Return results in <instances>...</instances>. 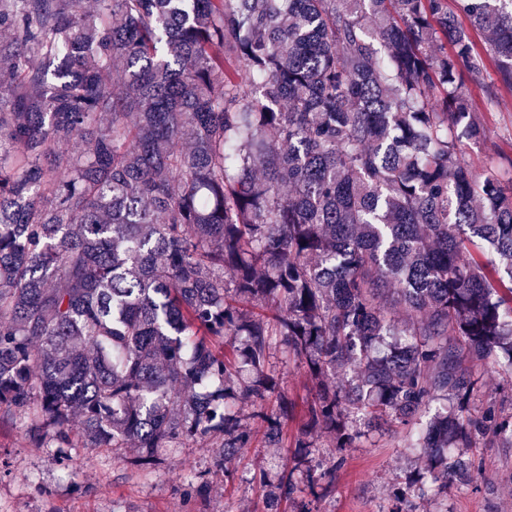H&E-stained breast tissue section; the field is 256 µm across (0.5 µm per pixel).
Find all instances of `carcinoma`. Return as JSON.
I'll use <instances>...</instances> for the list:
<instances>
[{
  "label": "carcinoma",
  "mask_w": 512,
  "mask_h": 512,
  "mask_svg": "<svg viewBox=\"0 0 512 512\" xmlns=\"http://www.w3.org/2000/svg\"><path fill=\"white\" fill-rule=\"evenodd\" d=\"M491 71L512 0H0V414L222 461L248 400L294 448L413 426L389 512L472 483L512 447L475 405L512 374V182L462 152ZM277 340L318 386L295 431ZM342 463L260 475L270 509Z\"/></svg>",
  "instance_id": "carcinoma-1"
}]
</instances>
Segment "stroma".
<instances>
[{"label":"stroma","mask_w":512,"mask_h":512,"mask_svg":"<svg viewBox=\"0 0 512 512\" xmlns=\"http://www.w3.org/2000/svg\"><path fill=\"white\" fill-rule=\"evenodd\" d=\"M486 136L463 146L467 161L483 169L496 151L512 155V92L489 97L487 86H469ZM279 390L297 404L313 394L304 362L278 353L269 371ZM247 447L216 465L209 442L183 444L148 464L135 449L56 450L34 445L15 420L0 417V512H265L266 489L257 476H276L291 464L294 448L268 447L260 420L244 416ZM413 430L362 438L337 450L333 437L318 439L314 460L343 456L336 490L315 501V512H382L403 486L417 458ZM486 472L477 487H452L417 512H512V447L475 452Z\"/></svg>","instance_id":"stroma-1"}]
</instances>
